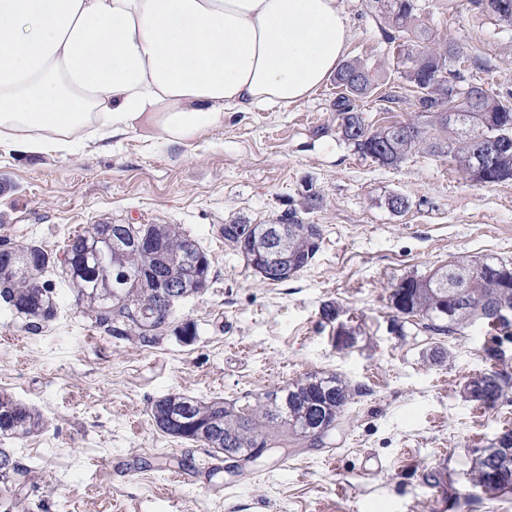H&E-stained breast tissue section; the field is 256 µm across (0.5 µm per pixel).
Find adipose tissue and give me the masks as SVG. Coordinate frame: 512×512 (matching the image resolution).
Returning <instances> with one entry per match:
<instances>
[{
	"label": "adipose tissue",
	"instance_id": "1",
	"mask_svg": "<svg viewBox=\"0 0 512 512\" xmlns=\"http://www.w3.org/2000/svg\"><path fill=\"white\" fill-rule=\"evenodd\" d=\"M347 41L338 0H0V149L183 144L307 100Z\"/></svg>",
	"mask_w": 512,
	"mask_h": 512
}]
</instances>
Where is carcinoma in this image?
Listing matches in <instances>:
<instances>
[{"mask_svg":"<svg viewBox=\"0 0 512 512\" xmlns=\"http://www.w3.org/2000/svg\"><path fill=\"white\" fill-rule=\"evenodd\" d=\"M487 0H467L469 11L512 23V0H496L502 8L492 10ZM376 16L384 21V37L395 45L397 69L414 89L413 123L375 126L366 122L356 101L380 84L379 71L360 60L344 63L334 81L338 93L337 134L364 158L395 166L413 150L423 147L446 157L476 183L494 185L512 181V150L499 153L490 164L480 163V140L498 135L512 137V94L476 97L461 87L462 76L454 65H483L472 47L449 44L430 46L426 25L417 20L414 0H369ZM287 223L286 256H258L260 224L235 222L220 227L224 244L241 255L247 266L277 273L271 282H285L306 268L323 239L318 224H305L297 210L279 215ZM139 233L156 247H115L101 238L94 224L84 234L67 241L63 255L68 266L41 246L0 242L11 252L0 254V302L10 313L37 331L57 315L55 283L51 272L68 281L76 305L104 332L132 339L142 347L159 344L167 334L189 345L197 330L190 321L169 319L159 308L157 288L150 276L177 286L190 295L204 291L211 282L212 264L202 247L176 224H138ZM397 317V332L405 335L409 324L434 335H452L481 322L493 331L486 358L502 357V345L512 341V322L496 321L500 307L512 308V262L497 258L451 260L428 276H407L389 294ZM512 378L496 370L480 373L464 387L466 397L487 410H494L507 396ZM354 396L346 380L331 373H310L282 388L251 400H200L175 393L155 400L150 408L153 425L163 434L196 444L208 452H246L270 444L277 454L288 456L305 444L325 442L340 425L345 407ZM44 416L35 408L0 393V437L24 439L43 429ZM24 474L10 450L0 448V492L18 496L15 476ZM512 481V429L501 432L487 447L473 451L468 482L475 490L496 494Z\"/></svg>","mask_w":512,"mask_h":512,"instance_id":"1","label":"carcinoma"}]
</instances>
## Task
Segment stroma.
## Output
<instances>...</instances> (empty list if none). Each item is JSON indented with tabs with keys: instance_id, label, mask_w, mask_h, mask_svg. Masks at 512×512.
Listing matches in <instances>:
<instances>
[{
	"instance_id": "stroma-1",
	"label": "stroma",
	"mask_w": 512,
	"mask_h": 512,
	"mask_svg": "<svg viewBox=\"0 0 512 512\" xmlns=\"http://www.w3.org/2000/svg\"><path fill=\"white\" fill-rule=\"evenodd\" d=\"M433 46L477 48L486 71L465 63L466 83L512 92V26L473 17L464 0H416ZM346 60L380 67L385 83L359 106L368 121L415 117L380 21L368 0H340ZM399 91L401 100L386 97ZM334 81L281 111L228 109L224 125L187 144L141 136L66 153L0 149V240L61 252L69 237L109 219L176 224L207 251L212 281L179 317L194 322L189 345L174 337L148 348L94 327L71 289L56 280L58 313L36 331L0 308V392L33 406L44 429L1 440L30 476L0 512H512V491L469 500L471 451L512 429V393L492 411L463 387L488 367L489 330L399 336L388 296L400 278L424 276L456 257L512 260V181L477 185L428 151L391 167L339 139ZM323 198L303 214L321 225L313 263L285 283L263 280L224 244L218 225L270 223L300 207L306 190ZM408 210H390L392 195ZM355 328L353 347H336L326 303ZM339 322V323H340ZM442 346L447 357L429 353ZM310 372H333L354 397L326 444L287 461L243 469L170 438L149 418L168 394L232 400ZM381 463L382 471L369 467ZM439 472L442 486L427 473Z\"/></svg>"
}]
</instances>
